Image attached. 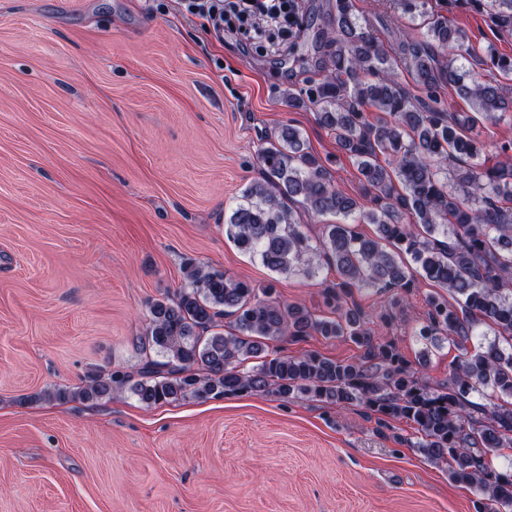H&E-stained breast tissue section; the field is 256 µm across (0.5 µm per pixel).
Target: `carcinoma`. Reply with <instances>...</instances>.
I'll return each mask as SVG.
<instances>
[{"label": "carcinoma", "instance_id": "1", "mask_svg": "<svg viewBox=\"0 0 512 512\" xmlns=\"http://www.w3.org/2000/svg\"><path fill=\"white\" fill-rule=\"evenodd\" d=\"M448 10L485 15L499 34H512V0H447ZM395 46H385L364 27L354 0H334L333 27L322 78L285 96L288 106L315 113L317 123L350 158L367 203L338 190L331 170L293 125L257 160L262 177L244 191L225 233L242 251L257 254L280 274L310 276L332 265L339 282L326 288L317 314L302 304L270 297L193 260L175 298L150 305L139 344L164 360L148 358L133 372L91 374L74 390L56 389L21 398L94 402L127 389L147 407L180 399H219L270 391L329 407L358 405L378 431L403 421L413 433L400 438L434 462L448 464L449 477L475 491L474 512L512 509V470L491 455L512 450V156L487 166L479 162L478 124L512 112V55L482 50L444 13L415 24ZM404 66L419 97L400 84ZM497 77L481 81L480 71ZM455 90L471 111L453 112L439 97ZM456 184L448 182V164ZM481 200L474 207L470 200ZM316 216L334 215L322 239L311 246L298 230L291 203ZM355 224H372L365 237ZM437 291L414 335L431 344L443 337L459 351L448 379L431 384L393 339L379 336L365 313L349 304L364 286L395 292L399 305L414 294L402 256ZM232 318L233 331H221ZM484 325L494 339L468 343ZM289 336L343 338L358 354L348 360L315 350L298 355L266 352ZM264 356L247 369L244 363Z\"/></svg>", "mask_w": 512, "mask_h": 512}]
</instances>
